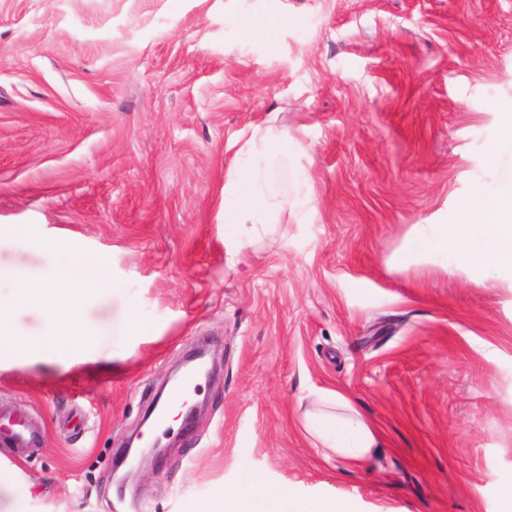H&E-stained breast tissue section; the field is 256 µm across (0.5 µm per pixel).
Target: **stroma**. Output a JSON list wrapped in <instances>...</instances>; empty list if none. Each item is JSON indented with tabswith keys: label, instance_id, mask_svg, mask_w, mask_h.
<instances>
[{
	"label": "stroma",
	"instance_id": "obj_1",
	"mask_svg": "<svg viewBox=\"0 0 512 512\" xmlns=\"http://www.w3.org/2000/svg\"><path fill=\"white\" fill-rule=\"evenodd\" d=\"M512 0H0V298L100 263L91 328L140 336L0 356V512H112L113 465L169 371L209 344L196 424L123 512H198L257 477L309 507L502 512L512 487V281L417 239L512 178ZM274 230L224 251V173L255 127ZM306 172V185L297 182ZM337 390L385 445L326 460L301 418ZM501 125L490 143V156L494 157L503 150L512 149V104L499 105ZM39 434V429L30 425H16L13 429L3 435V439L7 440L14 448H28L35 443Z\"/></svg>",
	"mask_w": 512,
	"mask_h": 512
}]
</instances>
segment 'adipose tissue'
<instances>
[{
	"label": "adipose tissue",
	"mask_w": 512,
	"mask_h": 512,
	"mask_svg": "<svg viewBox=\"0 0 512 512\" xmlns=\"http://www.w3.org/2000/svg\"><path fill=\"white\" fill-rule=\"evenodd\" d=\"M284 128H256L241 146L224 179V251L237 255L246 242L266 234L287 199L269 167L279 147L288 143ZM440 251H450L480 269L512 279V181L470 198L458 215L457 224H430L420 232ZM107 278L100 265L84 261L79 251L57 270L54 281L21 285L10 302L0 301V341L16 356L64 353L94 344L99 330L86 327L82 313L86 301L104 291ZM39 303L49 328L38 335L16 333L14 307ZM304 427L323 449L325 457L361 461L382 447L381 430L371 423L341 392L318 394L304 413ZM287 491H267L255 478L213 498L205 512H278Z\"/></svg>",
	"instance_id": "obj_1"
}]
</instances>
